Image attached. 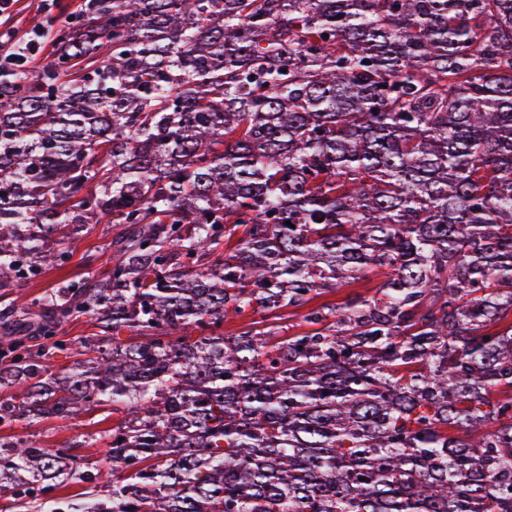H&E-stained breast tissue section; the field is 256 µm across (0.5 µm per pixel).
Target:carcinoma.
Listing matches in <instances>:
<instances>
[{"mask_svg":"<svg viewBox=\"0 0 512 512\" xmlns=\"http://www.w3.org/2000/svg\"><path fill=\"white\" fill-rule=\"evenodd\" d=\"M52 43L0 71V289L121 232L107 276L0 309V427L123 419L106 493L53 496L100 472L13 436L0 494L512 512V0H90ZM378 268L307 332L219 331ZM87 314L89 357L52 370Z\"/></svg>","mask_w":512,"mask_h":512,"instance_id":"carcinoma-1","label":"carcinoma"}]
</instances>
